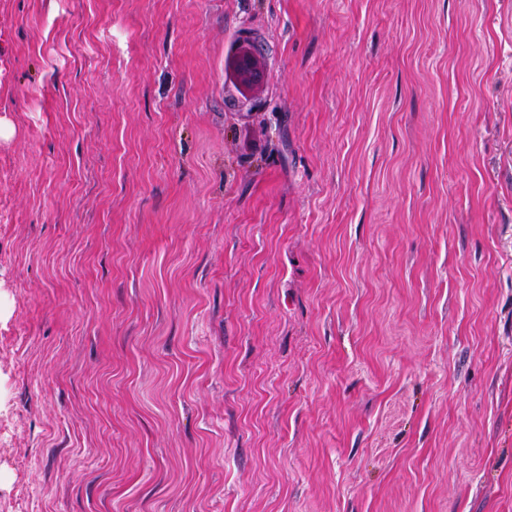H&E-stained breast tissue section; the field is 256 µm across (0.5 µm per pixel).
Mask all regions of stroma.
Returning a JSON list of instances; mask_svg holds the SVG:
<instances>
[{
	"label": "stroma",
	"mask_w": 512,
	"mask_h": 512,
	"mask_svg": "<svg viewBox=\"0 0 512 512\" xmlns=\"http://www.w3.org/2000/svg\"><path fill=\"white\" fill-rule=\"evenodd\" d=\"M0 512H512V0H0Z\"/></svg>",
	"instance_id": "stroma-1"
}]
</instances>
